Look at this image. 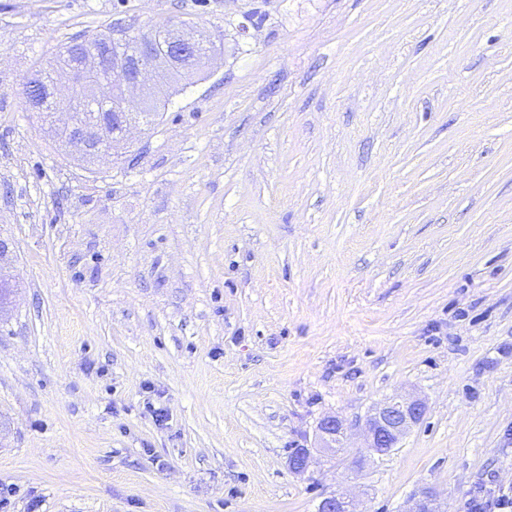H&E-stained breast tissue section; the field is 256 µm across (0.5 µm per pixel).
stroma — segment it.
Segmentation results:
<instances>
[{
    "instance_id": "stroma-1",
    "label": "stroma",
    "mask_w": 512,
    "mask_h": 512,
    "mask_svg": "<svg viewBox=\"0 0 512 512\" xmlns=\"http://www.w3.org/2000/svg\"><path fill=\"white\" fill-rule=\"evenodd\" d=\"M118 20L220 58L88 164L24 82ZM0 238L7 512L512 488V0H0ZM397 393L427 414L370 454ZM331 415L353 433L323 453Z\"/></svg>"
}]
</instances>
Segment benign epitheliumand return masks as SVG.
Masks as SVG:
<instances>
[{"instance_id":"7a95c632","label":"benign epithelium","mask_w":512,"mask_h":512,"mask_svg":"<svg viewBox=\"0 0 512 512\" xmlns=\"http://www.w3.org/2000/svg\"><path fill=\"white\" fill-rule=\"evenodd\" d=\"M203 43L204 38L195 30L181 22L171 23L161 52L150 48L136 53L130 62L110 65L107 63L109 48L87 40L83 44L78 67L65 79V83L50 84L36 76L28 79L30 88L41 91V96L30 98V104L38 107L46 100L55 103V115L69 130V146L83 155L100 157L109 152L111 117L103 112L96 123L88 124L73 110V103L82 97L89 77H95L94 87L99 100L107 101L115 97L122 100L124 111L114 113V117L120 121L122 133L127 134L131 128L133 96L139 95L141 103H146L148 93L157 82L158 71L196 60L198 49ZM426 412L427 406L419 398L397 395L387 399L374 407L364 421L366 447L378 455L388 453L397 447L412 427L424 419ZM319 431L325 447H344L347 428L340 418H324L319 424ZM319 512L357 510L353 499L341 492L324 497ZM405 512H443V503L433 491L424 490L410 501Z\"/></svg>"}]
</instances>
